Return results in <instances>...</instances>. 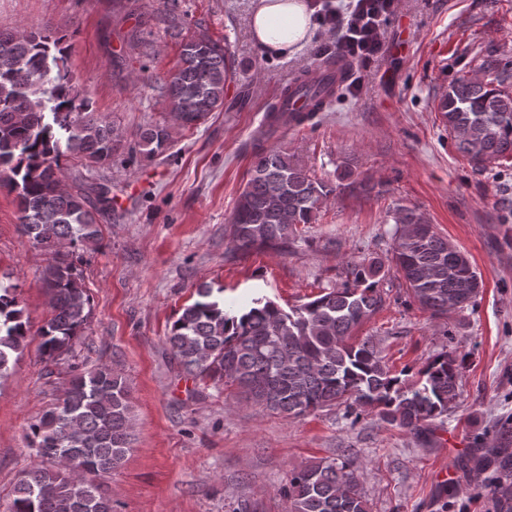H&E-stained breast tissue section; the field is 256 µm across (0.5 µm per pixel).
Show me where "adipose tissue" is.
Returning a JSON list of instances; mask_svg holds the SVG:
<instances>
[{
	"label": "adipose tissue",
	"mask_w": 512,
	"mask_h": 512,
	"mask_svg": "<svg viewBox=\"0 0 512 512\" xmlns=\"http://www.w3.org/2000/svg\"><path fill=\"white\" fill-rule=\"evenodd\" d=\"M312 11L306 0H259L252 35L266 55L288 56L310 40Z\"/></svg>",
	"instance_id": "1"
}]
</instances>
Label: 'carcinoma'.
Listing matches in <instances>:
<instances>
[{"label": "carcinoma", "instance_id": "cac0c4a2", "mask_svg": "<svg viewBox=\"0 0 512 512\" xmlns=\"http://www.w3.org/2000/svg\"><path fill=\"white\" fill-rule=\"evenodd\" d=\"M70 34L48 24L25 33L0 30V190L16 194L20 230L49 256L40 277L51 316L40 327L45 362L73 357V339L89 317L79 278L83 252L103 239L96 202L108 188L68 191L62 158L82 167L105 165L121 146L112 122L92 110L67 69ZM317 83L299 79L295 90L324 105L335 95L336 76ZM487 79L459 77L438 96L448 133L476 169L512 159V60L491 56ZM228 49L207 33L182 42L180 61L162 87L178 127L201 124L224 108L230 79ZM135 144L148 157L168 151L172 125L147 124ZM341 172L336 182L318 179L298 158L280 148L255 154L229 226L237 252L285 251L298 225L309 224L321 201L338 190L365 189ZM395 278L431 317L441 318L475 300L483 282L468 257L440 235L415 207L394 216ZM382 265L347 264L346 284L283 309L256 296L236 312L210 288L182 308L166 336L171 357L204 386H234L241 399L293 418L345 405L377 412L392 426L415 435L430 430L458 396V364L442 352L412 378L391 372L383 351L354 331L384 305L377 288ZM30 341L16 289L0 285V379ZM134 436L130 388L107 364L74 369L54 406L28 426L35 463L14 484L5 512H114L102 482L112 477ZM459 466L492 470L499 512H512V453L474 448ZM288 512H370L359 475L348 458L292 469L284 488Z\"/></svg>", "mask_w": 512, "mask_h": 512}]
</instances>
